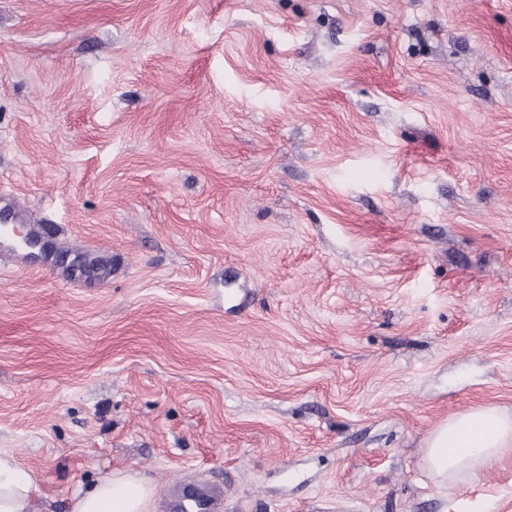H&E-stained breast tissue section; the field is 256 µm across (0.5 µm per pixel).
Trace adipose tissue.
I'll return each mask as SVG.
<instances>
[{
    "label": "adipose tissue",
    "mask_w": 512,
    "mask_h": 512,
    "mask_svg": "<svg viewBox=\"0 0 512 512\" xmlns=\"http://www.w3.org/2000/svg\"><path fill=\"white\" fill-rule=\"evenodd\" d=\"M512 449V415L486 406L448 417L431 434L424 458L439 483L477 479ZM37 477L0 452V512H37ZM153 487L137 473L116 472L75 493L70 512H151Z\"/></svg>",
    "instance_id": "adipose-tissue-1"
}]
</instances>
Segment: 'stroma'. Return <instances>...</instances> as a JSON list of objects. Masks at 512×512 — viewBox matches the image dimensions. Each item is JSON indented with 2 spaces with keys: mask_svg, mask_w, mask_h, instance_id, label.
Listing matches in <instances>:
<instances>
[{
  "mask_svg": "<svg viewBox=\"0 0 512 512\" xmlns=\"http://www.w3.org/2000/svg\"><path fill=\"white\" fill-rule=\"evenodd\" d=\"M0 451L39 512L129 468L223 512H504L512 0H0ZM78 264L74 267L65 268L70 278L93 281L104 278L108 272V262L99 257H93L88 253L74 252ZM512 447V416L494 406L472 409L443 421L431 434L426 470L441 484L476 480ZM175 512H221L224 491L221 486L193 480L175 482L165 505Z\"/></svg>",
  "mask_w": 512,
  "mask_h": 512,
  "instance_id": "obj_1",
  "label": "stroma"
}]
</instances>
